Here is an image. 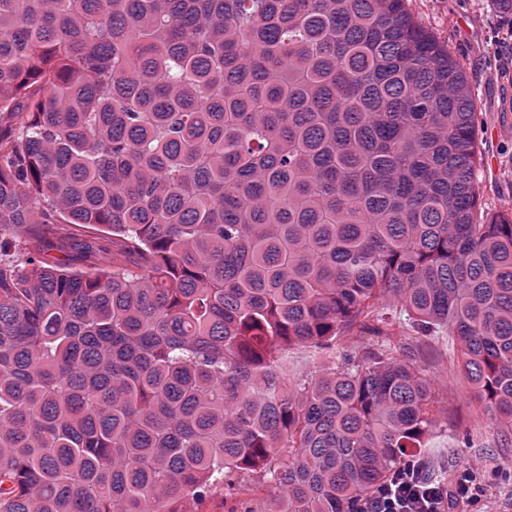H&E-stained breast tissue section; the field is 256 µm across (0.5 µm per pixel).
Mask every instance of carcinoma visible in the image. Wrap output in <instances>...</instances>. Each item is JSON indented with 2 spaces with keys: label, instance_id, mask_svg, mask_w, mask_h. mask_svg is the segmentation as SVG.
<instances>
[{
  "label": "carcinoma",
  "instance_id": "carcinoma-1",
  "mask_svg": "<svg viewBox=\"0 0 512 512\" xmlns=\"http://www.w3.org/2000/svg\"><path fill=\"white\" fill-rule=\"evenodd\" d=\"M479 161L465 68L407 0H0V512L448 483L432 380L338 343L446 332L512 429V212ZM60 224L109 263L50 259ZM384 337L365 336L363 333H357L356 330L347 333L340 341L345 350L353 353L360 358L365 355L370 345H375L377 341L383 340ZM316 362L311 351L298 347L288 353V377H299L314 370Z\"/></svg>",
  "mask_w": 512,
  "mask_h": 512
}]
</instances>
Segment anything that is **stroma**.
<instances>
[{"mask_svg":"<svg viewBox=\"0 0 512 512\" xmlns=\"http://www.w3.org/2000/svg\"><path fill=\"white\" fill-rule=\"evenodd\" d=\"M415 17L462 61L476 89L480 197L489 212L512 210V29L503 26L492 0H409ZM53 258L75 268L104 265L112 255L107 234L54 240ZM435 382L448 422L431 439L430 460L456 471L473 463L487 485L485 498L466 512H512V431L502 428L475 398L447 336H398Z\"/></svg>","mask_w":512,"mask_h":512,"instance_id":"obj_1","label":"stroma"}]
</instances>
